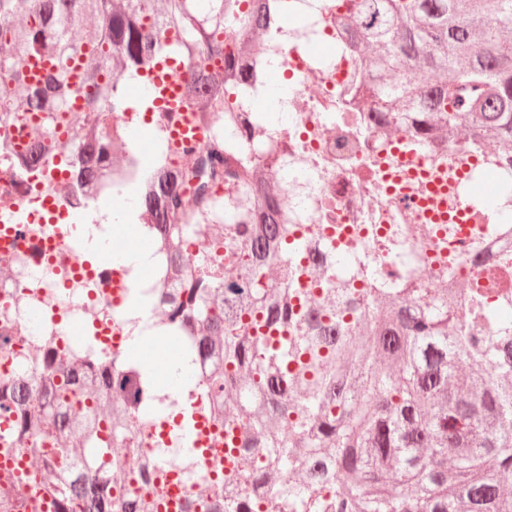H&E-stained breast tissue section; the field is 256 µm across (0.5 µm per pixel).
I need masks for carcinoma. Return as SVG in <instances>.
I'll list each match as a JSON object with an SVG mask.
<instances>
[{
	"label": "carcinoma",
	"mask_w": 512,
	"mask_h": 512,
	"mask_svg": "<svg viewBox=\"0 0 512 512\" xmlns=\"http://www.w3.org/2000/svg\"><path fill=\"white\" fill-rule=\"evenodd\" d=\"M288 0H0V125L27 131L11 170L41 174L78 92L87 112L63 167L66 190L112 184L109 114L117 78L172 58L188 68L182 97L206 129L227 123L241 139L264 130L240 111L227 84L251 77L268 13ZM336 26L363 54L347 91L364 111L419 146L430 139L493 147L512 169V0H331ZM172 32L157 39L151 26ZM45 62L30 76L23 62ZM136 208L164 250L168 287L159 336H185L186 401L162 392L151 371L115 368L43 343L37 374L0 380V411L13 417L0 453L59 450L39 483L0 473V512H161L168 473L194 470L198 420L216 430L224 456L203 468L179 512H512L501 477L512 474V297L455 284L454 266L421 281L374 272L370 238L353 249L316 239L288 242L292 225L267 169L222 138L144 163ZM234 190L222 198L219 187ZM207 238L224 255L187 260L183 243ZM318 254L308 267L306 251ZM340 252L353 273L335 274ZM460 365L468 377L454 381ZM170 398L171 435L187 453L167 463L139 458L138 438L160 429L141 417L143 398ZM264 462L256 460L257 454ZM137 486L111 493L130 466Z\"/></svg>",
	"instance_id": "obj_1"
}]
</instances>
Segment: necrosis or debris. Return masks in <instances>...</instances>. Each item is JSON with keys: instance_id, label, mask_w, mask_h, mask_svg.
Returning <instances> with one entry per match:
<instances>
[{"instance_id": "4bbe7bcc", "label": "necrosis or debris", "mask_w": 512, "mask_h": 512, "mask_svg": "<svg viewBox=\"0 0 512 512\" xmlns=\"http://www.w3.org/2000/svg\"><path fill=\"white\" fill-rule=\"evenodd\" d=\"M323 3L289 0L304 25L289 27V15L282 14L268 26V49L254 59L252 79L240 90L250 109L266 93L271 73L288 88L282 103L287 123L246 148L267 165L270 182L285 187L294 239L330 238L339 247L356 231L381 242L397 233L396 253L382 249L374 255L381 273L397 279L419 256L404 228L422 225L445 240L442 253L459 283L471 282L472 242H481L488 267L501 251L512 250V193L502 192L498 210L490 213L467 195L478 175L497 170L496 157L441 140L413 148L409 133L382 135L361 120L345 94L360 59L341 48L336 18ZM318 44L325 52H315ZM135 127L143 136L131 143L130 160L116 163L108 194L93 191L55 206L48 187L67 182V171L55 167L39 180L15 174L13 210L24 232L13 251L0 253V332H17L22 340L0 349V379L33 374L28 354L48 341L107 364L125 357L129 297L162 287L159 273L167 262L165 253H155L153 268L142 277L106 260L125 253L127 237L113 232L99 199L128 211V193L145 177L136 158L158 152L167 137L158 112L119 113L122 137Z\"/></svg>"}]
</instances>
